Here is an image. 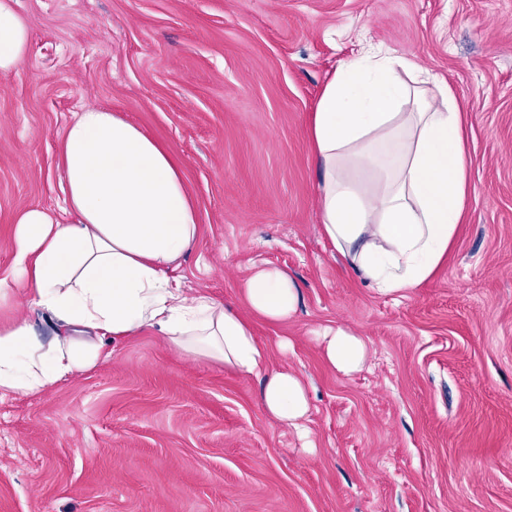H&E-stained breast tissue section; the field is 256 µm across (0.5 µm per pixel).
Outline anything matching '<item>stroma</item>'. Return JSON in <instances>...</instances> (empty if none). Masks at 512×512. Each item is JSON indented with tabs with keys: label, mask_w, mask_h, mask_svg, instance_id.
<instances>
[{
	"label": "stroma",
	"mask_w": 512,
	"mask_h": 512,
	"mask_svg": "<svg viewBox=\"0 0 512 512\" xmlns=\"http://www.w3.org/2000/svg\"><path fill=\"white\" fill-rule=\"evenodd\" d=\"M31 42L0 75V323L29 307L15 221L54 212L74 112L122 115L177 161L199 219L176 277L242 306L259 267L301 291L256 321L271 367L307 383V436L272 422L261 377L148 330L35 395L0 396V512H512V0H19ZM379 44L448 84L470 194L420 286L380 294L323 236L310 116ZM362 336L344 375L319 332Z\"/></svg>",
	"instance_id": "35a3bbf8"
}]
</instances>
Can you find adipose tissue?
<instances>
[{
  "label": "adipose tissue",
  "mask_w": 512,
  "mask_h": 512,
  "mask_svg": "<svg viewBox=\"0 0 512 512\" xmlns=\"http://www.w3.org/2000/svg\"><path fill=\"white\" fill-rule=\"evenodd\" d=\"M18 0H0V74L25 62L30 30ZM412 63L379 45L342 65L311 119L321 171L320 224L360 279L383 294L429 279L448 251L468 196L461 111L450 88L408 85ZM63 216L25 209L15 261L30 306L64 333L44 339L28 321L0 325V393L35 394L108 358L109 343L155 330L192 358L251 373L267 353L252 321H288L301 293L269 267L245 282L247 313L209 295H187L173 273L198 238L194 202L170 152L123 117L96 107L74 114L60 138ZM338 372L360 371L365 340L323 333ZM261 403L275 422L303 429L304 380L265 369Z\"/></svg>",
  "instance_id": "ef3b65f1"
}]
</instances>
